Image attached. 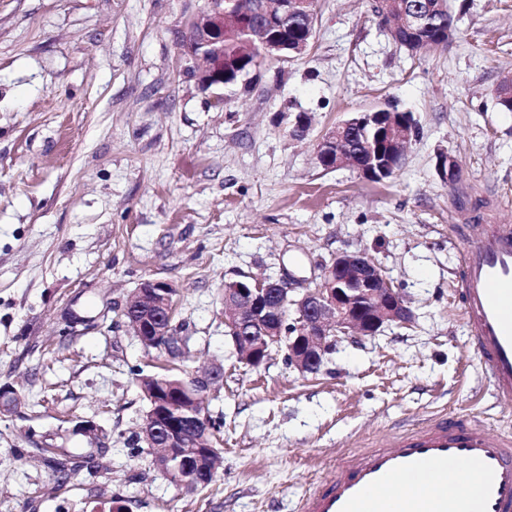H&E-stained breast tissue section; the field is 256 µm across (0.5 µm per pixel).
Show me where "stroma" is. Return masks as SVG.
<instances>
[{
	"label": "stroma",
	"instance_id": "obj_1",
	"mask_svg": "<svg viewBox=\"0 0 512 512\" xmlns=\"http://www.w3.org/2000/svg\"><path fill=\"white\" fill-rule=\"evenodd\" d=\"M203 4L0 0V388L17 397L0 411V512H297L337 454L430 417L468 413L512 434V402L466 343L451 231L512 225V112L494 97L512 77V0H448L452 40L418 52L391 41L372 0H318L308 54L266 62L220 105L179 48ZM388 104L417 126L392 178L317 164L331 127ZM442 149L456 184L435 172ZM354 250L410 301L412 326L338 344L314 376L280 351L239 361L225 283L307 288ZM147 279L176 290L186 369L224 371L208 401L223 467L195 493L152 448L125 445L148 410L136 370L169 367L123 317ZM49 444L101 447L98 470L58 481L39 453Z\"/></svg>",
	"mask_w": 512,
	"mask_h": 512
}]
</instances>
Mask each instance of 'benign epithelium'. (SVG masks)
<instances>
[{
	"instance_id": "1",
	"label": "benign epithelium",
	"mask_w": 512,
	"mask_h": 512,
	"mask_svg": "<svg viewBox=\"0 0 512 512\" xmlns=\"http://www.w3.org/2000/svg\"><path fill=\"white\" fill-rule=\"evenodd\" d=\"M385 12L398 13L404 26L416 27L423 11L408 10L394 0H383ZM284 13L312 14V0H282ZM224 5L217 0L192 13L186 22V36L197 43L192 60L198 64L199 81L205 87L224 85ZM259 40L262 53L275 59H286L288 41L266 35ZM374 174L382 181L393 169L387 155L373 154ZM436 171L450 182L458 177V163L447 151L436 157ZM168 283L147 279L141 283L129 305L149 303L157 311L172 313ZM224 325L234 330V344L244 345L250 354L251 366L265 364L272 352L280 350L281 331L274 317L288 307L295 313L294 326L288 329V365L300 375H317L338 344L358 336H372L391 324L408 327L415 315L383 268L362 251H341L321 267L318 281L312 288H291L288 278L268 283L265 278L237 282L224 289ZM132 334L145 346L169 336L167 329L142 320L128 324ZM217 377L189 376L185 389L193 405L189 415L177 420L166 416L169 389L153 383L143 387L151 408L146 413L142 430L154 436L163 448V460L156 467L174 476L184 460L192 456L199 462L219 453L210 439L211 417L207 396Z\"/></svg>"
}]
</instances>
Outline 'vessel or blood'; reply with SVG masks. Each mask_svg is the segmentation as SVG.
<instances>
[{
    "label": "vessel or blood",
    "instance_id": "1",
    "mask_svg": "<svg viewBox=\"0 0 512 512\" xmlns=\"http://www.w3.org/2000/svg\"><path fill=\"white\" fill-rule=\"evenodd\" d=\"M456 292L467 341L493 392L512 398V225L463 239ZM298 512H512V434L468 415L428 419L385 445L341 456Z\"/></svg>",
    "mask_w": 512,
    "mask_h": 512
}]
</instances>
